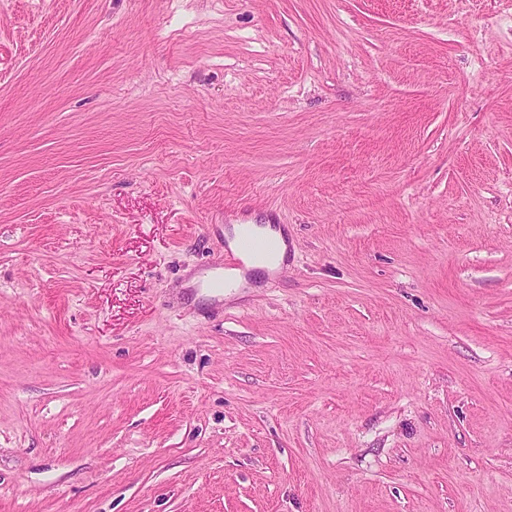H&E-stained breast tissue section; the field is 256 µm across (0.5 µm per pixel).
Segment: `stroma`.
Listing matches in <instances>:
<instances>
[{
    "label": "stroma",
    "mask_w": 512,
    "mask_h": 512,
    "mask_svg": "<svg viewBox=\"0 0 512 512\" xmlns=\"http://www.w3.org/2000/svg\"><path fill=\"white\" fill-rule=\"evenodd\" d=\"M0 512H512V0H0ZM242 226H234L232 235L227 234L229 237V244L232 248L235 247V242L238 235L243 231H250L259 235H272L279 242V254L276 261L271 264L269 259L265 257H254L252 259L244 258L247 269L253 270H271L285 261L288 254V242L285 238L282 229H274L270 224L266 226H258L257 224H236ZM274 249L273 241L260 238L253 235L241 236L236 242V250H224V268H243L242 258L251 254H265L270 253Z\"/></svg>",
    "instance_id": "stroma-1"
}]
</instances>
